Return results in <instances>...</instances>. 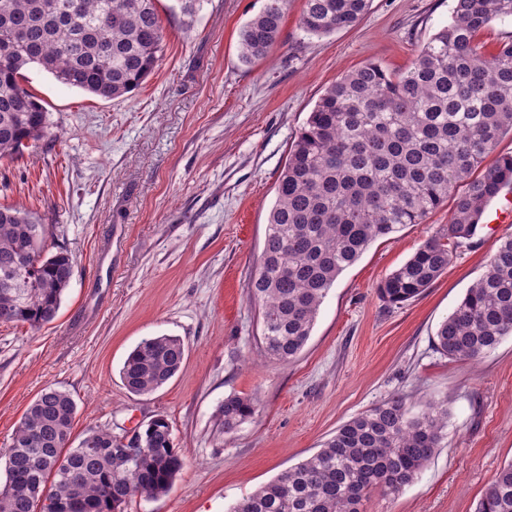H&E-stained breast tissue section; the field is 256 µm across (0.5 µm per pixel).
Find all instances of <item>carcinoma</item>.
Here are the masks:
<instances>
[{
    "instance_id": "cac0c4a2",
    "label": "carcinoma",
    "mask_w": 512,
    "mask_h": 512,
    "mask_svg": "<svg viewBox=\"0 0 512 512\" xmlns=\"http://www.w3.org/2000/svg\"><path fill=\"white\" fill-rule=\"evenodd\" d=\"M0 0V160L48 133L47 112L22 81L36 65L60 83L103 100L131 93L152 74L165 46L159 0ZM191 23L205 0H176ZM290 0H265L241 29L242 62L278 43ZM370 0H304L300 28L323 36L353 26ZM512 17V0H456L451 21L404 70L366 63L320 96L277 180L257 274L248 284L260 308L268 358L289 362L304 348L336 279L378 238L421 224L448 199L454 211L378 288L401 305L448 269L451 247L476 234L487 205L512 185V155L495 154L512 133V41L487 55L477 40L495 20ZM48 225L0 207V323L34 329L54 320L73 277L66 251L48 254ZM512 334V235L440 324L435 347L451 360L477 361ZM185 360L173 336L142 340L120 369L132 394L167 384ZM77 403L48 386L29 404L0 456V512H124L134 496L167 494L183 460L162 416L133 440L89 428L73 444ZM256 413L231 394L219 408L230 434ZM448 408H417L392 397L353 417L316 453L258 488L231 512H363L375 489L395 494L441 447ZM476 512H512V462L483 492Z\"/></svg>"
}]
</instances>
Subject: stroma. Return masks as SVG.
<instances>
[{
	"label": "stroma",
	"mask_w": 512,
	"mask_h": 512,
	"mask_svg": "<svg viewBox=\"0 0 512 512\" xmlns=\"http://www.w3.org/2000/svg\"><path fill=\"white\" fill-rule=\"evenodd\" d=\"M172 4H158L157 67L123 98L25 72L49 134L0 161V206L47 224L49 251L66 250L74 274L52 322L0 323V449L48 386L75 399L77 437L97 426L130 434L161 415L184 466L167 495L133 497L125 512H229L358 414L394 396L433 399L448 407L441 448L398 494L372 492L364 512H475L512 462V335L476 363L448 359L434 339L512 223L479 227L431 288L397 306L379 283L449 223L453 205L377 239L286 363L262 356L248 293L277 179L320 95L369 62L407 68L454 0H371L357 25L319 37L300 28L303 0H292L278 43L248 66L239 30L264 0H208L189 25ZM161 335L184 342L183 369L153 394L129 393L120 368ZM231 394L257 411L224 434L218 408Z\"/></svg>",
	"instance_id": "35a3bbf8"
}]
</instances>
